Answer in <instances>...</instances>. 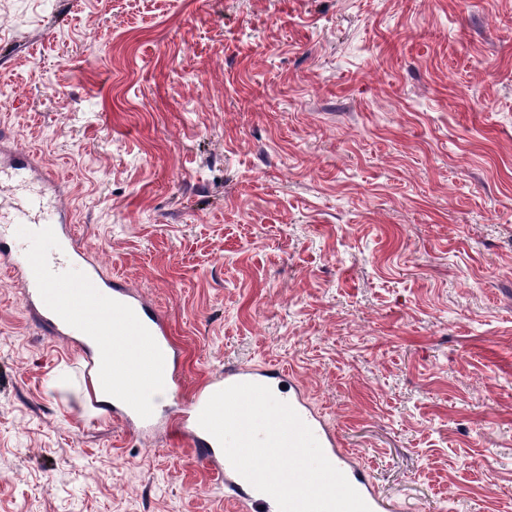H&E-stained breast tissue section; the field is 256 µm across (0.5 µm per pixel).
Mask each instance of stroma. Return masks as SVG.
Wrapping results in <instances>:
<instances>
[{
	"label": "stroma",
	"instance_id": "35a3bbf8",
	"mask_svg": "<svg viewBox=\"0 0 512 512\" xmlns=\"http://www.w3.org/2000/svg\"><path fill=\"white\" fill-rule=\"evenodd\" d=\"M165 312L176 407L292 370L379 491L512 512V0H0V126ZM0 276V512H234Z\"/></svg>",
	"mask_w": 512,
	"mask_h": 512
}]
</instances>
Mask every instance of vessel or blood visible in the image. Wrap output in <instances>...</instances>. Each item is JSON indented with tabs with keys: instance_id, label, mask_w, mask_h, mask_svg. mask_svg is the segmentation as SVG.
Listing matches in <instances>:
<instances>
[{
	"instance_id": "obj_1",
	"label": "vessel or blood",
	"mask_w": 512,
	"mask_h": 512,
	"mask_svg": "<svg viewBox=\"0 0 512 512\" xmlns=\"http://www.w3.org/2000/svg\"><path fill=\"white\" fill-rule=\"evenodd\" d=\"M25 169L37 174L46 191L18 199L8 213V222L30 224L37 230L49 226L57 236L69 241V257H51V269H59L68 259L86 263L87 252L79 244L75 226L70 223L67 213L62 210H49L45 200L46 194L49 193L57 199L64 196V176L40 166L35 152L18 147L11 135L0 128V172L13 173ZM0 272L23 283L22 296L25 305L33 312L38 324L49 334L59 337L76 335V328L65 323L45 305L29 262L17 259L11 241L1 232ZM88 278L100 293L129 305L135 311L153 335L165 359L179 360L180 350L170 337L167 317L150 298L134 288L123 276H102L94 266H89ZM243 382L263 384L269 386L272 391L282 392L285 402L289 403L304 423L312 429L328 460L346 476L368 504L371 512H405L398 501L386 498L379 492L360 458L344 448L335 429L311 406L307 393L297 377L288 369L275 364L225 363L223 371L197 387L191 400L178 411H170L166 405L158 404L155 405L152 416L147 419L141 418L131 407L116 399L111 406L112 418L141 434L162 430L189 440L209 469L223 482L224 492L234 502L237 512H278L275 501L256 490L236 472L217 440L198 423L200 412L215 392Z\"/></svg>"
}]
</instances>
